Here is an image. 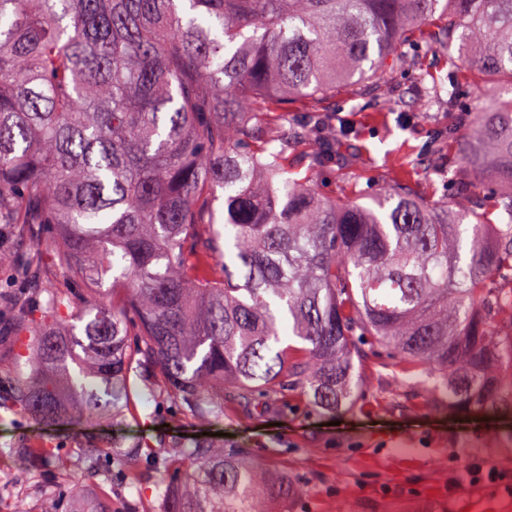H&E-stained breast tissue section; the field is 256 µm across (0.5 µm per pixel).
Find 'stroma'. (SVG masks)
<instances>
[{"instance_id": "obj_1", "label": "stroma", "mask_w": 512, "mask_h": 512, "mask_svg": "<svg viewBox=\"0 0 512 512\" xmlns=\"http://www.w3.org/2000/svg\"><path fill=\"white\" fill-rule=\"evenodd\" d=\"M469 44L452 52L419 46L432 86L450 75L449 59L464 60ZM418 74L403 63L387 80L388 107L373 99L376 78L354 89H338L317 101L297 100L290 108L303 113L313 107L334 110L345 128L333 162L315 167L312 147L288 154L296 177H310L331 196L368 202L394 184L429 200L451 192L447 168L423 175L418 162L455 126L452 157L471 141L464 112H481L488 102L512 97V80L470 73L459 92L461 109L439 112L408 96ZM355 366L362 380L359 407L336 418L313 411L306 399L259 400L246 407L227 405L223 422L198 421L172 401L153 394L161 378L155 363L138 356L129 376L131 407L122 415L87 425L45 427L28 414L0 409V512H12L17 497L31 500L36 512H51L53 497L40 495L33 478L18 474L7 451L21 443L55 442L66 453L79 447L139 442L150 450L168 442L186 443L212 433L216 445L246 449L270 471L288 475L298 487L288 512H512V413L497 418H460L448 412V395L427 378L405 376L369 344L359 346ZM486 469L477 481H466V464ZM93 501L113 512H155L161 474L152 459H143L136 474L114 475L111 486L85 480Z\"/></svg>"}]
</instances>
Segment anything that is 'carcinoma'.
Returning a JSON list of instances; mask_svg holds the SVG:
<instances>
[{
	"label": "carcinoma",
	"mask_w": 512,
	"mask_h": 512,
	"mask_svg": "<svg viewBox=\"0 0 512 512\" xmlns=\"http://www.w3.org/2000/svg\"><path fill=\"white\" fill-rule=\"evenodd\" d=\"M423 41H468L475 70L512 81V0H0V225L19 246L0 254L18 336L0 406L44 425L120 415L143 352L201 421L297 391L334 414L359 403L369 336L455 414L511 407L512 194L482 214L401 185L343 202L288 169L289 149L338 136L290 99L389 73ZM489 114L471 113L463 162L512 186V98ZM9 453L60 512H103L68 473L110 483L143 447ZM159 461V512H288L295 493L206 440Z\"/></svg>",
	"instance_id": "carcinoma-1"
}]
</instances>
